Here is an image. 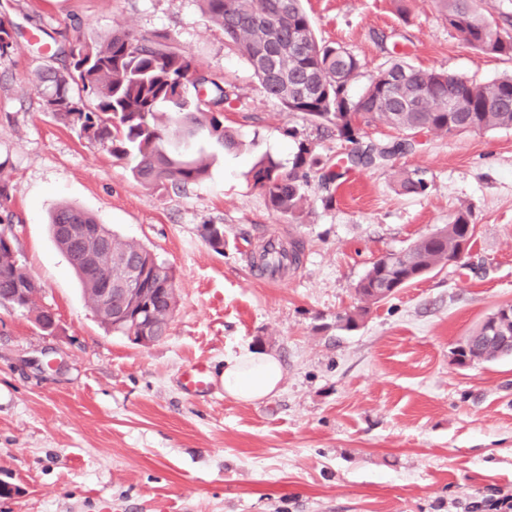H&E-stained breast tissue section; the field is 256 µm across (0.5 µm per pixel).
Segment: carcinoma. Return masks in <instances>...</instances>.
I'll return each mask as SVG.
<instances>
[{"instance_id":"1","label":"carcinoma","mask_w":512,"mask_h":512,"mask_svg":"<svg viewBox=\"0 0 512 512\" xmlns=\"http://www.w3.org/2000/svg\"><path fill=\"white\" fill-rule=\"evenodd\" d=\"M207 21L224 30V38L250 66L266 94L285 111L300 112L333 126L336 136L357 143L362 127L381 122L403 133L392 145H369L346 155V168L384 166L398 152L413 146L422 131L446 134L512 128V74L489 83L462 75L422 69L404 52L371 75L362 93L349 95L361 74V60L343 46L317 37L302 0H197ZM444 20L470 48L490 56L512 58V12L487 0H436ZM11 22L0 18V56L13 48ZM58 63L38 73L46 110L63 123L76 125L90 141L110 144L112 156L135 159L132 172L150 187L181 189L204 180L210 163L204 150L185 154L181 146L198 138L225 152H237L243 142L224 126L225 106L236 96L223 73L212 70L192 52L181 48L167 32L139 37L114 30L96 40L76 39L51 55ZM327 186L342 177L330 161L304 140L297 143L291 166L261 157L248 175L261 189L271 211L297 217L307 201L304 186L312 173ZM404 194H423L429 183L419 170L398 173ZM60 224H87L104 239L112 254L138 262L144 282L158 294L152 298L160 334H165L176 308V275L169 264L147 247L118 239L91 215L63 206L52 216L49 230L79 277L87 300L101 324L123 336L139 333L131 321L119 324L101 304L99 288L106 277L120 273L117 263L86 269L72 242L59 235ZM472 216L459 212L448 224L411 244L406 251L374 261L355 288L361 305L338 316L345 330L357 327L370 306L392 296L456 258L470 237ZM11 217L0 220V305L18 292L41 291L40 282L19 263L14 250ZM299 260L296 244L280 245L275 269L286 270ZM488 326L466 337L453 350L460 359L479 364L500 358Z\"/></svg>"}]
</instances>
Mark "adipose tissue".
<instances>
[{
  "label": "adipose tissue",
  "mask_w": 512,
  "mask_h": 512,
  "mask_svg": "<svg viewBox=\"0 0 512 512\" xmlns=\"http://www.w3.org/2000/svg\"><path fill=\"white\" fill-rule=\"evenodd\" d=\"M282 376V365L276 357L259 350H245L225 359L222 381L226 395L254 402L273 394Z\"/></svg>",
  "instance_id": "1"
}]
</instances>
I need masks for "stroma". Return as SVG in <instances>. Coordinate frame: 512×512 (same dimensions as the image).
Returning a JSON list of instances; mask_svg holds the SVG:
<instances>
[{
    "label": "stroma",
    "instance_id": "stroma-1",
    "mask_svg": "<svg viewBox=\"0 0 512 512\" xmlns=\"http://www.w3.org/2000/svg\"><path fill=\"white\" fill-rule=\"evenodd\" d=\"M319 37L363 62L352 94L394 43L413 63L491 82L512 59L477 52L435 0H306ZM15 47L0 57V172L15 186L16 255L42 285L32 312L0 305V512H460V498L512 491V356L460 367L451 352L498 306L512 304V129L422 132L384 167H356L332 202L311 174L299 218L279 217L247 176L268 154L288 161L298 136L336 160L349 143L268 97L197 0H0ZM115 29L171 31L237 87L224 114L246 147L215 152L207 179L176 192L132 175L133 159L43 108L38 71L58 45ZM430 186L402 194L400 171ZM71 204L176 273L168 336L132 344L105 327L49 231ZM477 228L461 263L371 306L353 330L339 313L372 263L453 220ZM220 225L212 248L205 225ZM297 242L300 261L270 285L250 257L268 237ZM260 347L283 379L251 403L222 386L199 396L181 372Z\"/></svg>",
    "mask_w": 512,
    "mask_h": 512
}]
</instances>
